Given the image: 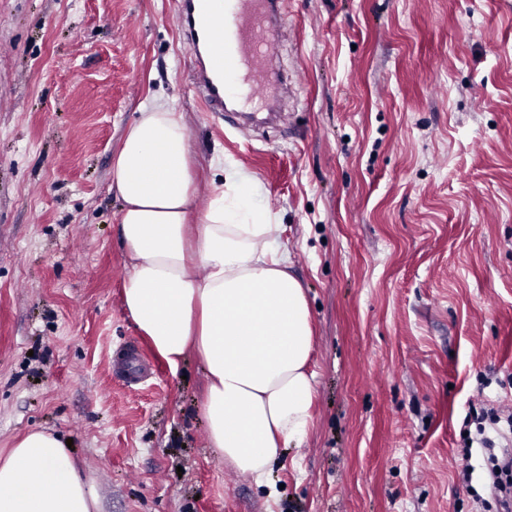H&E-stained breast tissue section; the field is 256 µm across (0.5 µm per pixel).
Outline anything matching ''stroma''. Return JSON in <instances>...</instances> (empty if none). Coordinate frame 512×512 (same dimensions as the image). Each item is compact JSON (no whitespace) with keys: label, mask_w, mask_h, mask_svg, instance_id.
I'll return each mask as SVG.
<instances>
[{"label":"stroma","mask_w":512,"mask_h":512,"mask_svg":"<svg viewBox=\"0 0 512 512\" xmlns=\"http://www.w3.org/2000/svg\"><path fill=\"white\" fill-rule=\"evenodd\" d=\"M179 8L0 0V448L72 438L101 512H495L455 457L471 401L512 406V0H284L305 76L247 130L205 110ZM153 96L198 197L215 156L260 180L307 291L313 425L267 488L208 448L196 359L171 372L124 308L112 157Z\"/></svg>","instance_id":"obj_1"}]
</instances>
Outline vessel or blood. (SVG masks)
<instances>
[{
  "instance_id": "b4317fda",
  "label": "vessel or blood",
  "mask_w": 512,
  "mask_h": 512,
  "mask_svg": "<svg viewBox=\"0 0 512 512\" xmlns=\"http://www.w3.org/2000/svg\"><path fill=\"white\" fill-rule=\"evenodd\" d=\"M272 0H182L192 81L208 111L254 112L267 99Z\"/></svg>"
}]
</instances>
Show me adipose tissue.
<instances>
[{
	"label": "adipose tissue",
	"mask_w": 512,
	"mask_h": 512,
	"mask_svg": "<svg viewBox=\"0 0 512 512\" xmlns=\"http://www.w3.org/2000/svg\"><path fill=\"white\" fill-rule=\"evenodd\" d=\"M191 165L184 114L142 102L112 159L128 260L124 306L171 371L187 356L200 361L208 445L262 486L312 426L311 311L259 181L225 166L197 217ZM98 509L94 480L58 434L32 431L0 450V512Z\"/></svg>",
	"instance_id": "adipose-tissue-1"
}]
</instances>
